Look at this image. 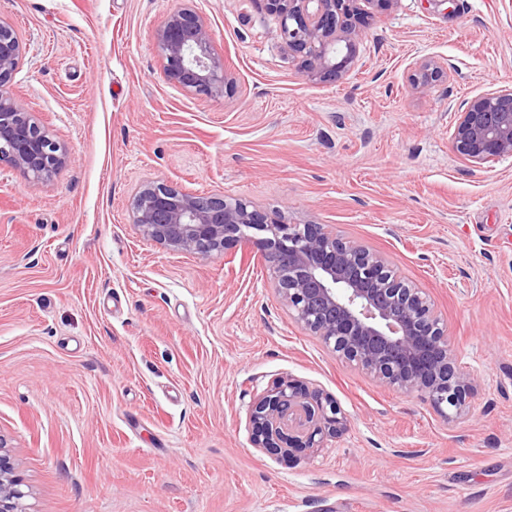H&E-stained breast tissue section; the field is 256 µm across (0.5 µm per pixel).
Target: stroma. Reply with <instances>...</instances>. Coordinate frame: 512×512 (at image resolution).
I'll use <instances>...</instances> for the list:
<instances>
[{
  "instance_id": "stroma-1",
  "label": "stroma",
  "mask_w": 512,
  "mask_h": 512,
  "mask_svg": "<svg viewBox=\"0 0 512 512\" xmlns=\"http://www.w3.org/2000/svg\"><path fill=\"white\" fill-rule=\"evenodd\" d=\"M181 2L223 97L161 74L155 32ZM0 20L23 45L13 89L69 154L36 183L0 164V434L24 512H512V158L449 143L465 102L512 87V0H399L333 83L301 72L264 0H0ZM423 58L445 77L415 85ZM152 183L381 252L475 372L468 417L338 360L257 249L145 241ZM286 374L348 419L314 453L252 445L250 406Z\"/></svg>"
}]
</instances>
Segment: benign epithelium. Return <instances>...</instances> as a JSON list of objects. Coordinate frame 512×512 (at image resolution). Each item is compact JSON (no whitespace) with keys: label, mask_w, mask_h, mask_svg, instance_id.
Here are the masks:
<instances>
[{"label":"benign epithelium","mask_w":512,"mask_h":512,"mask_svg":"<svg viewBox=\"0 0 512 512\" xmlns=\"http://www.w3.org/2000/svg\"><path fill=\"white\" fill-rule=\"evenodd\" d=\"M278 18L277 37L311 80L335 81L349 71L373 9L398 0H266ZM162 74L175 87L224 96L228 75L206 21L187 8L172 10L155 34ZM22 57L15 30L0 20V163L24 179L51 177L67 152L51 139L10 83ZM444 75L431 59L415 63L412 81L430 85ZM450 147L472 163L512 157V88L467 101L457 113ZM133 224L165 249L208 260L232 244H254L270 260L279 296L294 320L342 362L373 381L416 394L453 425L468 412L474 374L454 354L448 328L424 291L392 273L389 261L322 224H290L239 200L194 196L166 184L138 192ZM255 448L302 441L321 448L347 429V418L323 392L288 375L275 378L251 405ZM0 434V512H23L26 492L14 475Z\"/></svg>","instance_id":"benign-epithelium-1"}]
</instances>
